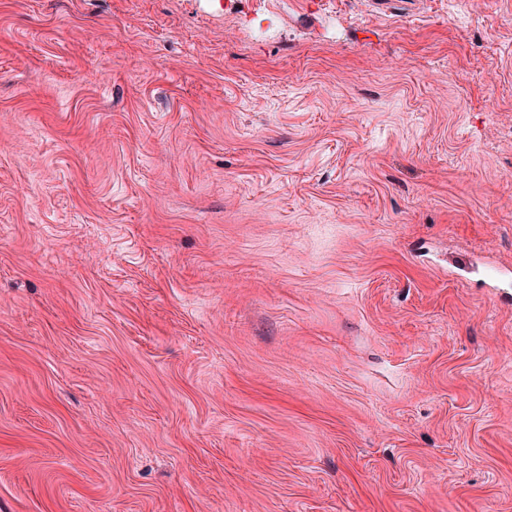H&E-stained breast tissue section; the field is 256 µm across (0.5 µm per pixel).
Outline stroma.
<instances>
[{
  "label": "stroma",
  "mask_w": 512,
  "mask_h": 512,
  "mask_svg": "<svg viewBox=\"0 0 512 512\" xmlns=\"http://www.w3.org/2000/svg\"><path fill=\"white\" fill-rule=\"evenodd\" d=\"M512 0H0V512H512Z\"/></svg>",
  "instance_id": "stroma-1"
}]
</instances>
